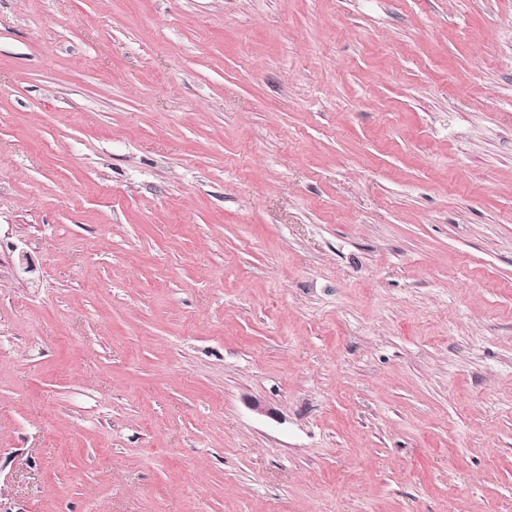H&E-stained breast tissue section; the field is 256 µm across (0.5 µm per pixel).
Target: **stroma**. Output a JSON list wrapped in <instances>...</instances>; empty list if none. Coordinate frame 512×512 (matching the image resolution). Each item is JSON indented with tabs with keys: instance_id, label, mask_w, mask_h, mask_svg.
<instances>
[{
	"instance_id": "stroma-1",
	"label": "stroma",
	"mask_w": 512,
	"mask_h": 512,
	"mask_svg": "<svg viewBox=\"0 0 512 512\" xmlns=\"http://www.w3.org/2000/svg\"><path fill=\"white\" fill-rule=\"evenodd\" d=\"M0 512H512V0H0Z\"/></svg>"
}]
</instances>
